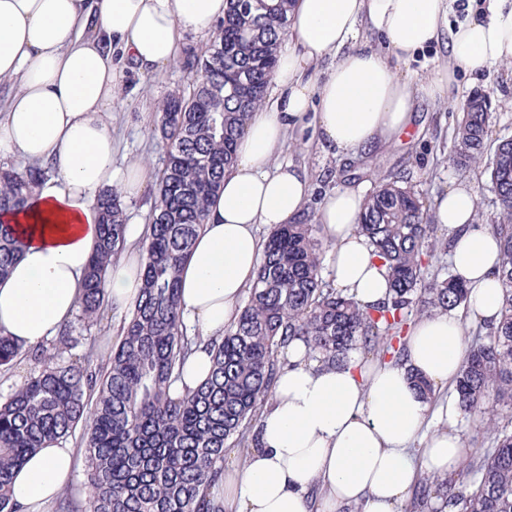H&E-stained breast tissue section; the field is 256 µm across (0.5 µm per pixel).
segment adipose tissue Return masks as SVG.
<instances>
[{"label":"adipose tissue","instance_id":"adipose-tissue-1","mask_svg":"<svg viewBox=\"0 0 512 512\" xmlns=\"http://www.w3.org/2000/svg\"><path fill=\"white\" fill-rule=\"evenodd\" d=\"M451 0H294L263 107L235 145V162L207 204L206 218L179 270L182 318L204 342L188 358L175 394L204 383L207 339L238 320L264 253L262 229L292 222L314 186L305 170L279 160L290 132L313 116L322 148L365 159L414 122L420 100H442L459 73L479 75L512 63V0L449 26ZM226 0H0V162L49 168L33 206L0 213L26 244L0 279V335L23 347L55 337L73 317L99 237L98 195H141L144 163L115 166L110 117L129 73L152 76L173 64L186 35L212 38ZM447 56L419 77L404 65L431 45ZM475 187L437 197L447 228L453 277L468 290L465 317L444 313L412 322L404 362H371L351 350L325 367L305 345L283 350L273 393L255 426L256 445L224 474V512H400L421 475L455 472L464 440L448 420L456 401L427 403L411 378L454 382L466 350V324L499 319L500 241L482 224ZM365 192L341 185L315 214L330 244L328 280L368 308L390 297L388 270L358 233ZM128 230V247L110 264L107 296L116 310L141 300L145 255ZM443 420L430 434L429 419ZM66 442L39 449L16 471L20 512L55 499L69 480Z\"/></svg>","mask_w":512,"mask_h":512}]
</instances>
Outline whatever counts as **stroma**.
Wrapping results in <instances>:
<instances>
[{"label":"stroma","mask_w":512,"mask_h":512,"mask_svg":"<svg viewBox=\"0 0 512 512\" xmlns=\"http://www.w3.org/2000/svg\"><path fill=\"white\" fill-rule=\"evenodd\" d=\"M194 78V71L180 61L156 77L126 78L113 122V134L119 141L117 164L144 159L153 170L161 169L167 142L157 130L159 113L155 106L176 87H188ZM476 92L487 94L491 100L494 137H512V68L504 66L483 73L475 82L469 76L460 77L458 87L451 89L443 101L419 102L414 130L375 151L363 166H355L340 155L326 154L310 118L289 137L281 157L305 167L320 194L333 185L351 182L371 192L381 180L400 176L431 204L448 188L472 183L477 187L479 211L488 224L495 207L483 164L464 169L451 160L460 104Z\"/></svg>","instance_id":"obj_1"}]
</instances>
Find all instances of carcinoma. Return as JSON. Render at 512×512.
Listing matches in <instances>:
<instances>
[{
    "instance_id": "cac0c4a2",
    "label": "carcinoma",
    "mask_w": 512,
    "mask_h": 512,
    "mask_svg": "<svg viewBox=\"0 0 512 512\" xmlns=\"http://www.w3.org/2000/svg\"><path fill=\"white\" fill-rule=\"evenodd\" d=\"M293 0H227L216 37L189 62L196 78L159 105V130L169 149L158 179L146 234L142 298L125 318L121 338L103 356L93 345L73 361L81 331L109 308L104 279L126 246V217L117 193L99 196L98 246L78 301L79 314L54 340L32 349L43 366L0 402V512H18L11 498L15 470L38 448L65 440L83 425L89 512H224L214 489L224 482V457L247 450L280 368L279 355L298 339L327 365L356 348L380 361L405 358L411 316L450 312L468 291L448 277H427L423 248L435 230L423 198L398 182L369 196L358 232L387 266L390 299L362 309L322 277L315 210L267 238L256 283L238 321L210 342L207 382L180 397L171 385L201 341L181 318L178 271L201 228L209 197L233 163L234 144L265 97L282 47ZM490 108L462 114L454 161L488 158L497 217L492 230L502 251L498 324L478 336L455 382L464 415L490 399L512 407V138L491 143ZM46 170L0 169V213L23 211ZM25 248L0 223V278ZM22 346L0 336V367L10 368ZM493 448H472L453 476L421 478L405 512H512V414L489 417Z\"/></svg>"
}]
</instances>
